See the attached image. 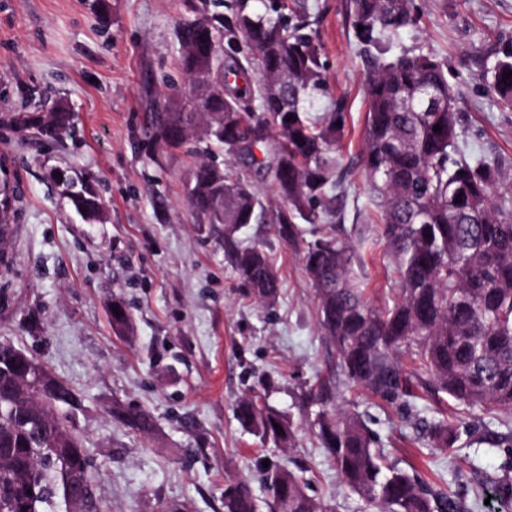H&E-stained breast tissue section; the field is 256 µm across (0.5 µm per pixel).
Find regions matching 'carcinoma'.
Returning <instances> with one entry per match:
<instances>
[{"mask_svg":"<svg viewBox=\"0 0 512 512\" xmlns=\"http://www.w3.org/2000/svg\"><path fill=\"white\" fill-rule=\"evenodd\" d=\"M209 0L178 22L179 66L187 79L185 101L156 127L165 150H224V165L202 159L186 182V203L200 224L224 225V246L253 299L270 305L280 296L274 255L262 245H242L243 224L278 225L286 243L300 224H333L346 194L339 152L345 104L319 118L313 98L326 90L318 21L296 20L290 0H234L226 10ZM352 34L368 62L362 174L377 208L382 238L393 261L398 297L380 308L359 287L357 246L325 236L304 244L305 270L315 292L320 328L336 351L346 380L387 400L407 393L397 355L406 350L430 376L435 391L467 407L512 408V174L497 159L461 151L459 95L435 57L399 46L417 22L413 0H350ZM363 31H358V26ZM512 41L496 49L487 71L497 98L512 106ZM292 120H286V117ZM442 126L438 132L435 125ZM74 114L18 112L16 133L58 141L70 135ZM270 157L269 168L284 205L270 210L249 175L230 165ZM53 182L87 223L106 220L105 203L90 179L52 171ZM461 201H456V197ZM111 314L122 338L134 332L120 299ZM28 355L0 342V512H69L64 490L83 476L88 512H100L92 483L94 457L74 432L75 392L55 378L46 383L28 368ZM30 383L16 385L21 374ZM335 385L310 395L302 417L350 490L376 512H453L452 497L375 447L361 415L336 408ZM241 425L264 444L281 448L293 437L289 418L261 395L238 401ZM112 414L148 434L149 411L116 407ZM281 430H276V427ZM436 447L458 435L440 422ZM264 481L274 512H327L286 466L267 467ZM224 512H260L259 499L242 479L226 484Z\"/></svg>","mask_w":512,"mask_h":512,"instance_id":"cac0c4a2","label":"carcinoma"}]
</instances>
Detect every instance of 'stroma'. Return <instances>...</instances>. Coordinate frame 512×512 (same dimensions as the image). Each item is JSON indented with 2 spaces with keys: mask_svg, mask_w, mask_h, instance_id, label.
I'll use <instances>...</instances> for the list:
<instances>
[{
  "mask_svg": "<svg viewBox=\"0 0 512 512\" xmlns=\"http://www.w3.org/2000/svg\"><path fill=\"white\" fill-rule=\"evenodd\" d=\"M317 17L327 88L314 114L344 99L341 154L345 230L360 227L362 286L375 304L398 294L377 237L380 226L361 175L366 65L349 24L347 0H304ZM417 23L404 46L435 56L458 87L466 155L512 169V107L490 91L486 69L512 39V0H415ZM187 0H0V165L14 186L12 231L0 242V341L44 364L81 398L74 414L96 466L103 512H224V487L248 480L268 499L259 464L287 465L330 512H371L342 482L314 434L301 426L298 395L326 377L338 405L360 412L390 458L447 489L456 512H512L498 487L512 483V409H465L432 386L387 402L352 391L320 331L302 248L276 225L249 224L238 238L275 254L278 301L255 302L224 252L220 230L185 205V177L197 157L163 151L154 113L186 90L176 23ZM66 106L74 130L51 144L20 139L13 113ZM56 168L83 172L103 197L108 220L77 216L51 181ZM129 307L134 340L115 336L113 299ZM295 421L291 446L264 445L247 432L235 403L253 393ZM148 410L153 433L130 429L113 406ZM455 423L453 453L430 429Z\"/></svg>",
  "mask_w": 512,
  "mask_h": 512,
  "instance_id": "35a3bbf8",
  "label": "stroma"
}]
</instances>
